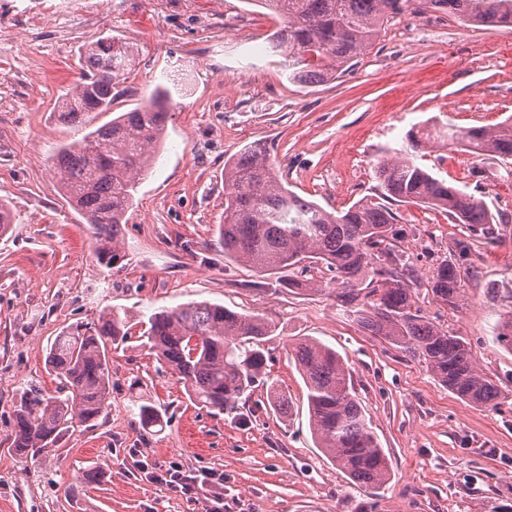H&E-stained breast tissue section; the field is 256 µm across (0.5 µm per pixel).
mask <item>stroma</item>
<instances>
[{"instance_id":"35a3bbf8","label":"stroma","mask_w":512,"mask_h":512,"mask_svg":"<svg viewBox=\"0 0 512 512\" xmlns=\"http://www.w3.org/2000/svg\"><path fill=\"white\" fill-rule=\"evenodd\" d=\"M279 22L252 0H0V201L13 226L0 236V512H485L512 501V352L497 341L512 311V174L452 144L418 158L438 178L483 199L503 221L494 241L438 210L400 207L407 235L396 250L417 271L418 304L464 338L478 368L502 391L497 410L448 390L423 360L365 333L326 293H302L225 258L224 164L265 145L289 189L327 210L373 198L376 163L406 147L426 123L493 127L512 121V27L479 28L435 12L396 15L351 71L329 83H290L268 40ZM112 36L134 44L138 64L111 111L147 100L166 75L187 74L174 95L165 140L123 224L120 262L100 265L87 224L61 195L52 157L85 128L62 124L59 97L79 76L84 46ZM252 72L238 83V68ZM88 125V126H89ZM473 242L464 300L450 309L430 290L456 240ZM208 301L268 321L267 386L237 412L195 404L141 334L152 312ZM125 313L128 337L112 346L103 416L76 427L59 449L30 460L11 449L14 405L31 383L53 389L46 349L76 322ZM313 338L348 359L354 387L384 448L391 479L357 488L316 448L293 348ZM159 423L143 428L140 406ZM223 476L190 499L156 482L171 465Z\"/></svg>"}]
</instances>
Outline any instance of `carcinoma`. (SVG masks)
I'll return each instance as SVG.
<instances>
[{
  "label": "carcinoma",
  "instance_id": "carcinoma-1",
  "mask_svg": "<svg viewBox=\"0 0 512 512\" xmlns=\"http://www.w3.org/2000/svg\"><path fill=\"white\" fill-rule=\"evenodd\" d=\"M283 19L272 48L287 51L288 80L302 86L330 82L369 50L390 18L410 9L440 12L477 27H512V0H256ZM79 78L64 95L58 118L85 123L91 112L112 111V89L128 79L137 48L113 38L86 46ZM171 104L158 86L141 106L60 148L55 169L62 195L90 224L97 261L107 268L120 259L118 237L141 176L155 164ZM444 137L461 149L497 162L512 160V123L495 128L422 127L408 134L409 147L382 157L376 166L375 201H358L328 212L289 190L266 147L241 149L224 164V256L263 275L289 272L288 286L304 292L332 289L340 306L361 327L412 357L448 390L476 406L495 410L500 390L475 363L468 343L421 313L408 278L405 253L392 248L399 214L394 205L432 207L454 224H495L500 216L466 190L440 180L416 163L422 144ZM330 278H325L326 274ZM435 300L451 309L464 297L453 259L441 262L431 281ZM271 326L256 315L208 302L183 304L147 317L143 338L202 406L238 409L264 381L263 338ZM127 336V318L102 313L93 323L66 327L47 348L56 386H30L15 404L13 452L34 459L78 421L94 423L110 395L108 346ZM295 358L307 387L309 427L316 447L350 483L373 492L390 479L387 455L355 394L349 362L335 349L306 338ZM273 411L288 414V396L269 388Z\"/></svg>",
  "mask_w": 512,
  "mask_h": 512
}]
</instances>
